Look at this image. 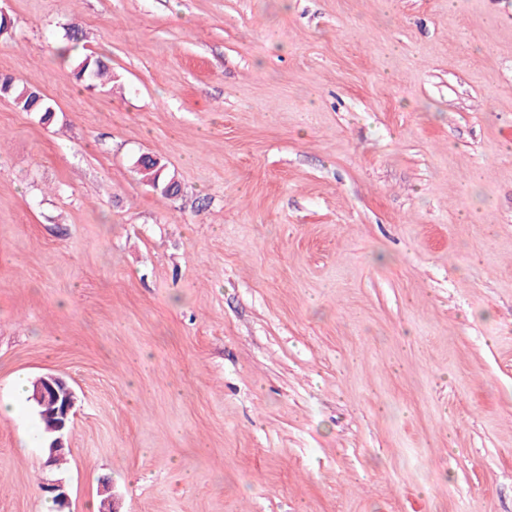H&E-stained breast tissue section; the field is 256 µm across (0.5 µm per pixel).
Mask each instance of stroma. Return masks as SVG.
I'll return each instance as SVG.
<instances>
[{
	"mask_svg": "<svg viewBox=\"0 0 512 512\" xmlns=\"http://www.w3.org/2000/svg\"><path fill=\"white\" fill-rule=\"evenodd\" d=\"M0 13V512H512V0ZM111 67L107 60L94 55H85L76 62L75 77L78 82L93 86L110 76ZM38 90L17 84L12 77H0V96L9 98L18 110L40 114L42 123H48L52 119V110L47 103L46 96L41 94L39 99ZM138 173L146 186L169 196L167 186L175 179V175L167 172L165 163L161 159L153 156L141 157L138 160ZM38 408V414L44 424L45 430L48 431L52 427V420L45 418L41 415L43 412L45 416H51L56 419L54 427L51 431L58 433L49 444V458L50 465H54L56 458L65 453V444L63 441L64 430L67 428L70 421V416L74 408V392L72 388L60 377L47 374L37 378L34 382V390L31 396ZM64 460V456L56 460V464L60 465Z\"/></svg>",
	"mask_w": 512,
	"mask_h": 512,
	"instance_id": "obj_1",
	"label": "stroma"
}]
</instances>
